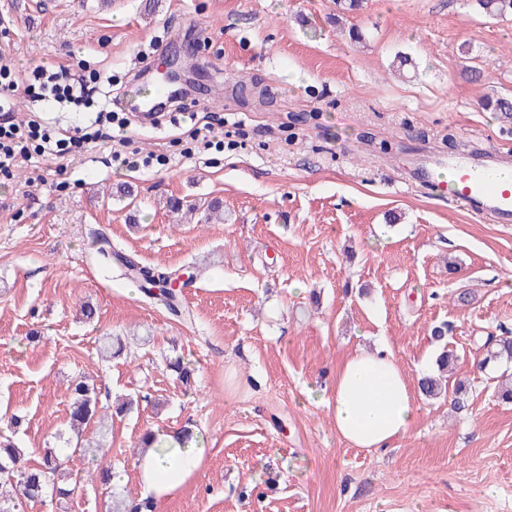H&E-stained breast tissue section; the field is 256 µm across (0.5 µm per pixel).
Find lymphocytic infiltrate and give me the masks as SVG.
<instances>
[{"mask_svg": "<svg viewBox=\"0 0 512 512\" xmlns=\"http://www.w3.org/2000/svg\"><path fill=\"white\" fill-rule=\"evenodd\" d=\"M32 79L20 82L15 76L9 56L0 55V172L10 171L18 163L33 159L63 165L72 143L104 138L116 144L125 143L128 124L119 119L118 99L97 97V88L91 80L70 74L66 67L51 69L40 66L32 70ZM51 94L57 102L82 104L96 101L98 109L82 135L65 138L51 136L46 125L30 120L27 126L12 120L13 101L35 91Z\"/></svg>", "mask_w": 512, "mask_h": 512, "instance_id": "obj_1", "label": "lymphocytic infiltrate"}]
</instances>
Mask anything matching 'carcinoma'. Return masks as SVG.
<instances>
[{"label": "carcinoma", "mask_w": 512, "mask_h": 512, "mask_svg": "<svg viewBox=\"0 0 512 512\" xmlns=\"http://www.w3.org/2000/svg\"><path fill=\"white\" fill-rule=\"evenodd\" d=\"M484 13L492 17L512 16V0H477ZM100 253L107 260L125 269V275L136 281L147 298L155 301L176 317L184 316L180 303L181 291L168 287V280L177 273L139 266L120 255H112L105 250ZM488 344L494 346L489 351L487 360L512 359V336H489ZM123 345L119 339L110 336L102 337L99 353L105 358L121 354ZM108 416L105 408L99 406V392L96 385L84 377L75 379L71 388L69 411L70 427L74 430L77 441L73 452L82 456L94 453L103 459L106 456L104 445L95 444L82 439L80 428L92 423L99 428L107 427ZM24 449L18 447L10 438L0 436V512H17L19 504L14 496L20 495L27 501H39L48 493L60 499L69 497L66 488L70 455L64 448H49L44 451L41 461L35 465L24 464ZM152 506L147 500L115 499L109 512H151Z\"/></svg>", "instance_id": "cac0c4a2"}]
</instances>
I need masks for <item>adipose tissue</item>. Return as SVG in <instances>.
I'll use <instances>...</instances> for the list:
<instances>
[{
	"instance_id": "obj_1",
	"label": "adipose tissue",
	"mask_w": 512,
	"mask_h": 512,
	"mask_svg": "<svg viewBox=\"0 0 512 512\" xmlns=\"http://www.w3.org/2000/svg\"><path fill=\"white\" fill-rule=\"evenodd\" d=\"M322 398L343 441L369 451L392 447L403 439L418 413L407 378L381 342L350 353ZM206 454L199 439L181 448L171 436L159 434L157 443L143 449L137 460L142 497L162 512L169 497L195 476Z\"/></svg>"
}]
</instances>
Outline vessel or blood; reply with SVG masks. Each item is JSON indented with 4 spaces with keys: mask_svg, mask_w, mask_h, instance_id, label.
Returning a JSON list of instances; mask_svg holds the SVG:
<instances>
[{
    "mask_svg": "<svg viewBox=\"0 0 512 512\" xmlns=\"http://www.w3.org/2000/svg\"><path fill=\"white\" fill-rule=\"evenodd\" d=\"M178 96L175 85L153 82L135 90L133 104L146 115L161 103L172 102ZM501 162L494 150L479 145L468 155L449 160L442 170L424 165L415 169L412 177L416 182L442 192L450 202L464 204L474 214L490 217L498 224L511 225L512 182H503L493 174Z\"/></svg>",
    "mask_w": 512,
    "mask_h": 512,
    "instance_id": "1",
    "label": "vessel or blood"
}]
</instances>
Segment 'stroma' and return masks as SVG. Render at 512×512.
<instances>
[{"label":"stroma","instance_id":"stroma-1","mask_svg":"<svg viewBox=\"0 0 512 512\" xmlns=\"http://www.w3.org/2000/svg\"><path fill=\"white\" fill-rule=\"evenodd\" d=\"M160 48L190 60L194 84L128 135L168 165L129 170L111 146L85 145L62 169L0 172V434L32 465L63 447L67 388L84 376L102 404L139 402L107 435L84 432L103 439L123 494H140L145 430L203 437L208 454L164 512H512V404L496 398L512 362L473 366L488 336L512 331V225L410 177L475 143L512 158V122L482 105L512 97V18L475 0H363L342 16L334 0H0V53L22 72L96 73L121 97ZM401 53L416 71L394 72ZM34 111L70 129L94 107L18 98V122ZM192 111L226 117L222 149L174 139ZM170 198L197 210L174 214ZM215 199L224 220L205 222ZM103 239L189 277V320L102 265ZM106 335L127 338L120 356L98 354ZM379 340L413 386L437 374L442 346L457 351L463 405L418 397L407 436L370 453L305 392L330 389L340 362ZM177 355L191 388L166 369ZM95 467L73 457L70 497L21 512H105Z\"/></svg>","mask_w":512,"mask_h":512}]
</instances>
